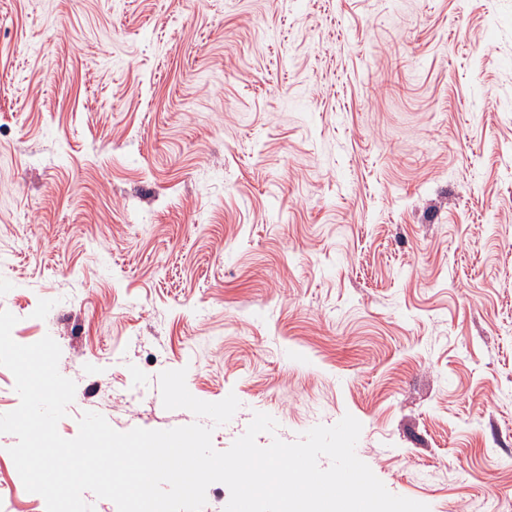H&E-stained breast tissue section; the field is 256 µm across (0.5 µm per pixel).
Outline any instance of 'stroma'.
I'll return each mask as SVG.
<instances>
[{
	"mask_svg": "<svg viewBox=\"0 0 512 512\" xmlns=\"http://www.w3.org/2000/svg\"><path fill=\"white\" fill-rule=\"evenodd\" d=\"M0 309L63 438L208 425L183 368L215 450L349 414L390 493L512 512V0H0Z\"/></svg>",
	"mask_w": 512,
	"mask_h": 512,
	"instance_id": "stroma-1",
	"label": "stroma"
}]
</instances>
